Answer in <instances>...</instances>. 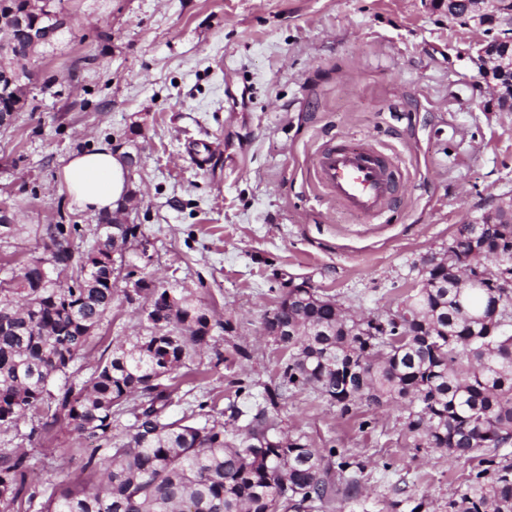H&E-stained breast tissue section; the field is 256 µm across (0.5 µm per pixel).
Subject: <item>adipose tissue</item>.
I'll use <instances>...</instances> for the list:
<instances>
[{"mask_svg": "<svg viewBox=\"0 0 512 512\" xmlns=\"http://www.w3.org/2000/svg\"><path fill=\"white\" fill-rule=\"evenodd\" d=\"M58 178L82 209L94 212L116 209L128 190L127 171L110 147L73 154Z\"/></svg>", "mask_w": 512, "mask_h": 512, "instance_id": "obj_1", "label": "adipose tissue"}]
</instances>
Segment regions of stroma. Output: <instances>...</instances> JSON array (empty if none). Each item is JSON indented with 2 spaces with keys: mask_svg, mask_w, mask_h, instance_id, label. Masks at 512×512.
<instances>
[{
  "mask_svg": "<svg viewBox=\"0 0 512 512\" xmlns=\"http://www.w3.org/2000/svg\"><path fill=\"white\" fill-rule=\"evenodd\" d=\"M73 33L33 61L28 106L0 126V205L17 216L0 239V280L42 247L33 224H78L96 213L58 186L69 156L123 145L138 153L128 221L150 243L129 246L112 311L86 359L142 336L126 294L140 278L194 292L212 315L210 347L188 364L172 418L208 401L233 429L243 379L255 395L279 382L285 352L263 336L288 279L307 281L352 314L396 306L420 262L459 225L512 198V112L500 111L472 59L481 30L449 22L436 0H62ZM371 142L395 155L404 189L383 217L347 212L312 177L330 141ZM284 429L337 448L365 469L361 493L330 512H390L424 496L433 512L468 463L416 448L394 407L341 415L319 393L290 392ZM32 421L1 432L0 451L35 461L32 482L94 483L87 454L64 431L29 442Z\"/></svg>",
  "mask_w": 512,
  "mask_h": 512,
  "instance_id": "obj_1",
  "label": "stroma"
}]
</instances>
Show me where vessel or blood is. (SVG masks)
<instances>
[{
  "label": "vessel or blood",
  "mask_w": 512,
  "mask_h": 512,
  "mask_svg": "<svg viewBox=\"0 0 512 512\" xmlns=\"http://www.w3.org/2000/svg\"><path fill=\"white\" fill-rule=\"evenodd\" d=\"M393 157L365 146L327 144L317 155L313 177L331 196L361 215H377L400 193Z\"/></svg>",
  "instance_id": "obj_1"
}]
</instances>
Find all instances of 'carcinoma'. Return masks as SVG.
I'll return each mask as SVG.
<instances>
[{"label": "carcinoma", "mask_w": 512, "mask_h": 512, "mask_svg": "<svg viewBox=\"0 0 512 512\" xmlns=\"http://www.w3.org/2000/svg\"><path fill=\"white\" fill-rule=\"evenodd\" d=\"M28 71L0 87V109L22 110ZM112 214H101L94 245L73 247L78 224H37L29 234L43 256L0 281V430L37 419L28 439L61 428L96 443L103 484H78L57 495L32 487L27 454L0 452V512H321L358 492L362 464L285 433L270 415L289 391L311 388L348 415L366 397L405 406L416 447L474 463L448 512H512V460L498 447L512 438V288H460L445 271L428 273L388 313L344 321L336 299L313 291L280 298L276 321L288 335L280 382L238 433L198 415L170 420L185 361L209 345L210 315L190 292L134 289L164 322L103 351L78 378L96 331L112 310V280L123 253L112 241ZM448 249L467 270L512 259V217L478 230L462 224Z\"/></svg>", "instance_id": "obj_1"}]
</instances>
